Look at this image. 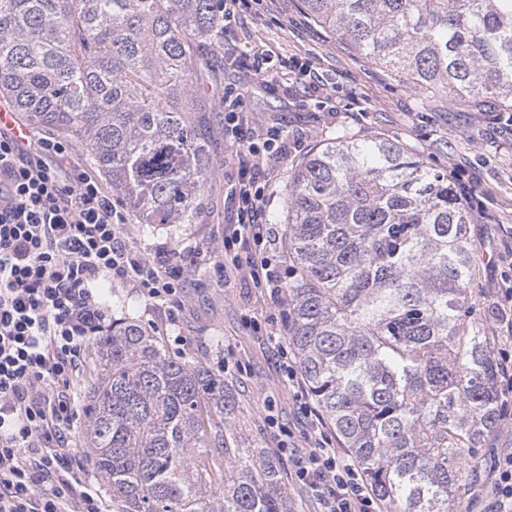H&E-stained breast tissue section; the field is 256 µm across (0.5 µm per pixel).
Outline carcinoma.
Returning <instances> with one entry per match:
<instances>
[{
    "instance_id": "obj_1",
    "label": "carcinoma",
    "mask_w": 512,
    "mask_h": 512,
    "mask_svg": "<svg viewBox=\"0 0 512 512\" xmlns=\"http://www.w3.org/2000/svg\"><path fill=\"white\" fill-rule=\"evenodd\" d=\"M423 97L512 112V0H302ZM224 0H0V94L82 142L146 229L197 223L218 175L204 66ZM282 317L306 387L385 512H450L502 416L471 309L458 184L385 138L331 137L288 171ZM86 460L115 512H288L280 464L224 425V375L132 317L92 342Z\"/></svg>"
}]
</instances>
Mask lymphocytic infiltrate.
Segmentation results:
<instances>
[{"mask_svg":"<svg viewBox=\"0 0 512 512\" xmlns=\"http://www.w3.org/2000/svg\"><path fill=\"white\" fill-rule=\"evenodd\" d=\"M231 105L224 134L238 170L223 269L268 288L277 278L264 255L277 238L263 221L268 174L287 156L288 143L248 122L241 98ZM19 126L0 124V512H112L71 449L76 374L109 313L100 285L129 282L174 307L189 267L175 251L132 247L111 191L91 171L62 168L69 143L19 134ZM249 243L254 254L240 257L238 246ZM322 425L310 411L315 439L296 477L322 512H376L357 467L337 454Z\"/></svg>","mask_w":512,"mask_h":512,"instance_id":"1","label":"lymphocytic infiltrate"}]
</instances>
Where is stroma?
I'll use <instances>...</instances> for the list:
<instances>
[{
	"label": "stroma",
	"mask_w": 512,
	"mask_h": 512,
	"mask_svg": "<svg viewBox=\"0 0 512 512\" xmlns=\"http://www.w3.org/2000/svg\"><path fill=\"white\" fill-rule=\"evenodd\" d=\"M231 39L238 49L296 60L319 76L318 88L312 89L287 69L261 80L246 68L224 72L225 89L242 94L255 123L299 144L269 173L265 223L282 212L288 170L313 144L338 133L397 140L433 168L458 170L477 182L469 226L480 284L473 307L486 320L488 305L512 289V253L504 249L512 240V131L495 124L491 113L462 109L442 97L417 106L415 97L383 68L314 24L301 0H249ZM208 131L220 143L214 158L219 174L204 184L198 223L184 225L176 236L163 227L145 232L133 215L125 226L128 241L138 250L164 246L195 260V271L181 284L182 307L168 309L146 290L115 282L104 286L110 315L131 316L150 327L174 357L223 364L224 385L232 397L230 422L242 447L271 449L279 433H286L290 450L278 459L288 485L289 512H320L294 476L297 458L311 444L305 410L312 398L306 387L287 379L275 349L247 320L249 311L257 309L270 328L283 332L281 307L256 293L247 278L225 277L219 268L224 223L231 213L229 184L237 167L234 151L223 143V107L209 112ZM511 451L509 420L479 449L477 470L467 475L469 490L453 503V512H487L494 487L486 473L495 456Z\"/></svg>",
	"instance_id": "1"
}]
</instances>
